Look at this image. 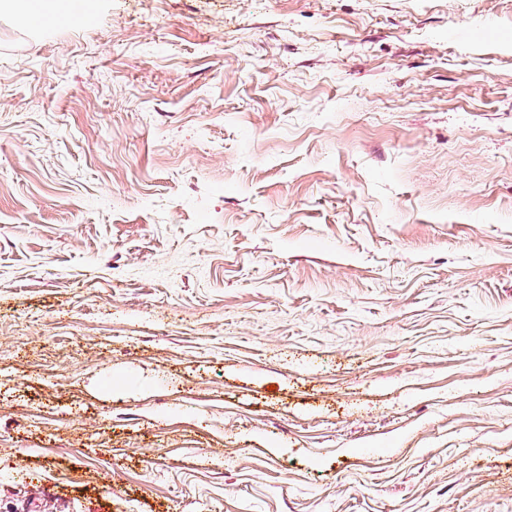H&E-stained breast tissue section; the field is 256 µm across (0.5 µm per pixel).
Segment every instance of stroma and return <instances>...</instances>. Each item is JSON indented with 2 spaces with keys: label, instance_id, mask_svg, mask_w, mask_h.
<instances>
[{
  "label": "stroma",
  "instance_id": "35a3bbf8",
  "mask_svg": "<svg viewBox=\"0 0 512 512\" xmlns=\"http://www.w3.org/2000/svg\"><path fill=\"white\" fill-rule=\"evenodd\" d=\"M0 9V512H512V0Z\"/></svg>",
  "mask_w": 512,
  "mask_h": 512
}]
</instances>
